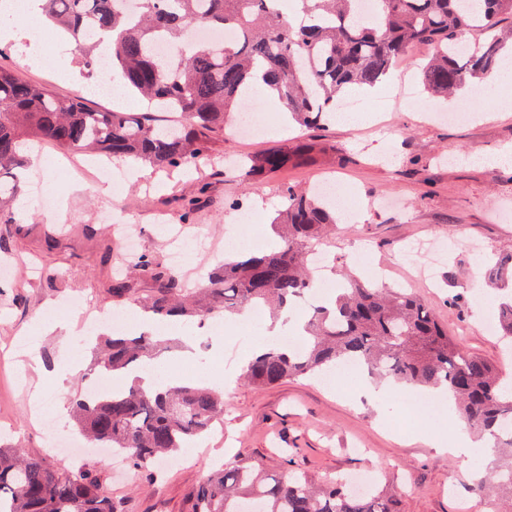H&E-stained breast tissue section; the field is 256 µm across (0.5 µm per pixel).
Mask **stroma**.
<instances>
[{
	"label": "stroma",
	"mask_w": 512,
	"mask_h": 512,
	"mask_svg": "<svg viewBox=\"0 0 512 512\" xmlns=\"http://www.w3.org/2000/svg\"><path fill=\"white\" fill-rule=\"evenodd\" d=\"M66 34L53 31L38 46L25 40H0V69L39 85L50 94L83 98L91 108L112 110L123 98L127 112L144 104L103 95L101 78H89ZM425 54L403 57L386 81L384 94H347L363 121L354 127L339 121L311 129L286 126L279 106L266 103L267 133L242 137L225 131L211 148V161L198 170L159 172L142 165L124 166L120 195L104 196L92 174L96 159L73 158L43 146L30 162L20 196L30 215L15 218L16 200L5 199L0 211L11 216L0 224V351L17 339L27 340L38 369L15 357L0 359V445L19 447L47 462L50 437L30 419L28 401L45 393L54 417L71 429L70 400L95 379L87 323L80 333L44 332V321H67L73 302L103 323L127 313L112 300V277L126 254L118 224L136 237L137 253L169 265L173 233L204 237L210 251L190 254L180 270L190 283L206 280L224 254L229 232L240 247L270 249L268 225L288 189H315L332 179L340 212L336 236L328 243L337 272L369 275L388 266L394 286L411 285L464 349L512 376V350L498 336L482 331L481 320L493 318V298L475 297L474 282L488 257L512 252V168L489 159L512 150V87L504 88L494 106L480 111L486 97L474 85L459 98L429 96L422 83ZM308 137L319 147L306 168L277 172L253 184L237 176L240 159ZM194 204L192 223L182 213ZM436 239L445 247L431 280L419 278L421 259H409L408 243ZM269 314L237 324L247 336L242 347L218 337L213 326H193L197 356L177 353L163 359L173 375L195 378L198 366L208 372L202 384L224 385V418L196 443L186 460L165 464V474L150 482L139 474L120 480L96 449L87 464L97 470L119 501L122 512H187V497L205 481L215 462L262 463L279 478L303 473L315 481L364 475L398 494L399 512H490L488 503L470 492L471 463L461 455L428 447L425 437L455 439L445 417L412 405L407 394L388 390L383 400L357 398L358 380L338 387L320 377L291 378L257 388L241 378L243 357L255 347ZM75 363L65 388L50 379L64 363Z\"/></svg>",
	"instance_id": "35a3bbf8"
}]
</instances>
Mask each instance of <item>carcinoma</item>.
Wrapping results in <instances>:
<instances>
[{
  "instance_id": "cac0c4a2",
  "label": "carcinoma",
  "mask_w": 512,
  "mask_h": 512,
  "mask_svg": "<svg viewBox=\"0 0 512 512\" xmlns=\"http://www.w3.org/2000/svg\"><path fill=\"white\" fill-rule=\"evenodd\" d=\"M41 0L43 15L75 43L89 74L96 48L108 42L112 78L150 107L180 112L184 122L162 128L145 114L97 112L80 98L63 99L0 70V194L20 190L21 170L39 142L68 153L141 162L163 170L191 166L209 155L233 114L260 80L288 114L315 129L331 121L336 99L351 85L383 81L394 63L428 44L433 55L422 82L433 95L469 86L512 59V0H378L372 22L360 19L359 0H292L274 10L272 0ZM229 30L222 45L188 46L187 29ZM177 47L164 54L160 44ZM314 147H291L254 156L246 182L288 167L310 166ZM337 224L336 207L318 194L290 189L273 219L277 246L259 254L224 257L202 288H185L172 272L140 255L129 272L151 278L154 291L130 299L128 276L115 278L112 297L132 300L144 312L176 314L189 323L205 314L231 316L253 306L288 315L314 287L307 255ZM512 278V254L491 266L484 285ZM499 331L512 342V300L499 305ZM305 348L271 347L254 356L243 378L266 387L300 376L317 377L338 364L367 367L377 382L392 381L448 396L471 434L493 442L502 459L474 481L479 496L511 498L512 381L498 367L465 351L434 314L405 288L377 286L350 275L334 307L311 305ZM166 341L148 334L105 336L96 368L114 377L142 371ZM76 430L95 448L125 454L133 469L155 474V464L202 437L224 418V399L212 387L166 386L148 392L132 384L73 402ZM112 492L92 468L76 472L20 448H0V512H117ZM189 512H397L394 494L354 491L347 481L315 485L303 475L280 479L244 460L216 469L193 493Z\"/></svg>"
}]
</instances>
